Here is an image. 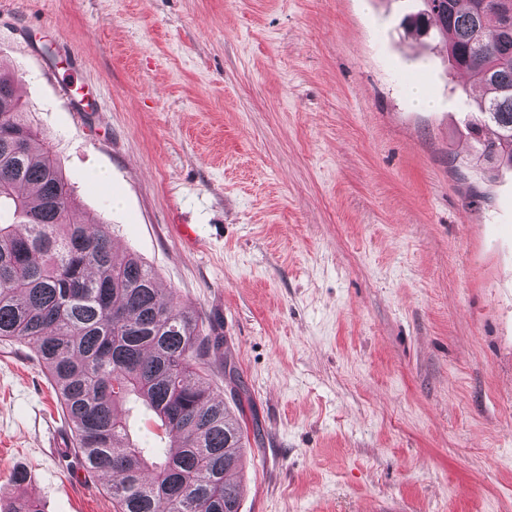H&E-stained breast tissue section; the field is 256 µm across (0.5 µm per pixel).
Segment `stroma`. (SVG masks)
Listing matches in <instances>:
<instances>
[{
    "instance_id": "obj_1",
    "label": "stroma",
    "mask_w": 512,
    "mask_h": 512,
    "mask_svg": "<svg viewBox=\"0 0 512 512\" xmlns=\"http://www.w3.org/2000/svg\"><path fill=\"white\" fill-rule=\"evenodd\" d=\"M421 7L0 0L82 212L223 339L240 512H512V170L465 165L469 81ZM70 440L0 342V507L20 469L42 512H114Z\"/></svg>"
}]
</instances>
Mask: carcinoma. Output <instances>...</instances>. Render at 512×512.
Returning <instances> with one entry per match:
<instances>
[{"instance_id":"carcinoma-1","label":"carcinoma","mask_w":512,"mask_h":512,"mask_svg":"<svg viewBox=\"0 0 512 512\" xmlns=\"http://www.w3.org/2000/svg\"><path fill=\"white\" fill-rule=\"evenodd\" d=\"M407 18L433 34L481 91L467 119L474 160L512 168V0H422ZM0 70V341L47 369L72 447L116 512H238L231 479L248 442L205 382L218 340L174 302L139 256L115 259L107 225L76 218L74 188ZM156 418L167 439L146 449L123 407Z\"/></svg>"}]
</instances>
